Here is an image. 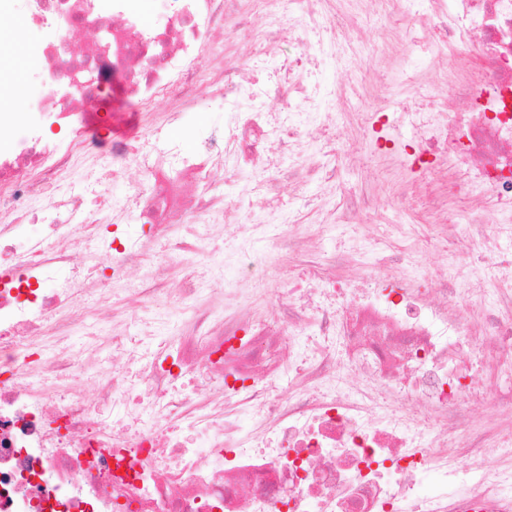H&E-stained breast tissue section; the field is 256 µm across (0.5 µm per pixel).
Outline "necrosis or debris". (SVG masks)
Masks as SVG:
<instances>
[{"instance_id": "obj_1", "label": "necrosis or debris", "mask_w": 512, "mask_h": 512, "mask_svg": "<svg viewBox=\"0 0 512 512\" xmlns=\"http://www.w3.org/2000/svg\"><path fill=\"white\" fill-rule=\"evenodd\" d=\"M374 1L408 20L399 91L354 112L317 74L361 66L354 16ZM144 2L0 0L1 23L47 35L29 74L46 93L0 114V512H448L459 486L466 512H495L512 496L493 459L512 417V0H152L150 19ZM259 16L265 41L225 63ZM444 52L474 66L467 108L424 99L419 60ZM202 89L223 126H196ZM115 91L139 134L113 136ZM368 157L401 171L400 215L449 177L427 208L462 236L373 227L327 262L323 232L370 206L345 180ZM78 170L83 192H61ZM173 276L176 309L158 303Z\"/></svg>"}]
</instances>
